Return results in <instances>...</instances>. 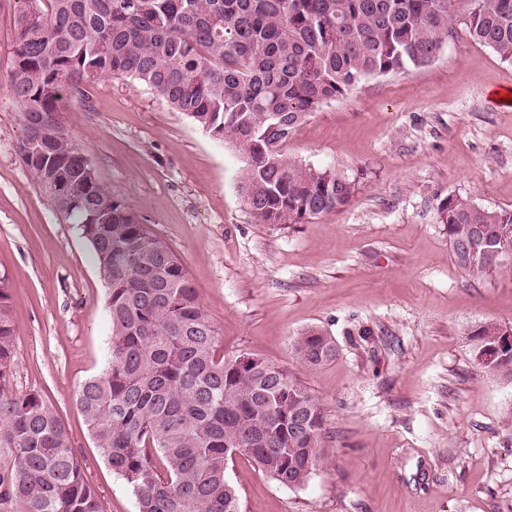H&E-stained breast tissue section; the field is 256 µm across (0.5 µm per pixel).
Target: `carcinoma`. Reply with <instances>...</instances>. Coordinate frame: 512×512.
<instances>
[{"label":"carcinoma","instance_id":"cac0c4a2","mask_svg":"<svg viewBox=\"0 0 512 512\" xmlns=\"http://www.w3.org/2000/svg\"><path fill=\"white\" fill-rule=\"evenodd\" d=\"M5 89L22 109L19 156L53 209L90 244L107 287L110 356L74 392L89 434L133 489L138 512H239L232 452L288 488L328 461L323 415L273 362L239 365L188 272L99 182L63 128L71 96L104 77L150 88L243 160V202L264 224H302L346 206L356 179L288 156L297 128L362 80L432 63L456 28L512 61V0H24ZM465 272L512 276V211L448 196L437 207ZM10 278L0 274V500L18 512H104L56 408L16 391ZM486 375L512 383V324L468 333ZM291 354L336 357L311 327Z\"/></svg>","mask_w":512,"mask_h":512}]
</instances>
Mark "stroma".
Listing matches in <instances>:
<instances>
[{
  "label": "stroma",
  "mask_w": 512,
  "mask_h": 512,
  "mask_svg": "<svg viewBox=\"0 0 512 512\" xmlns=\"http://www.w3.org/2000/svg\"><path fill=\"white\" fill-rule=\"evenodd\" d=\"M0 0V272L11 278L12 384L36 389L71 437L105 512H137L74 401L109 355L106 286L77 225L55 214L22 163L20 107L4 83L14 15ZM512 62L450 39L430 65L362 81L300 126L289 156L357 177L348 205L302 224L244 206L242 162L145 86L94 83L61 120L102 186L185 265L219 350L286 368L318 401L329 459L287 488L247 460L226 477L241 512H512V383L473 361L467 334L512 323V276L458 269L437 221L457 195L512 209ZM317 327L335 360L308 369L290 340Z\"/></svg>",
  "instance_id": "obj_1"
}]
</instances>
